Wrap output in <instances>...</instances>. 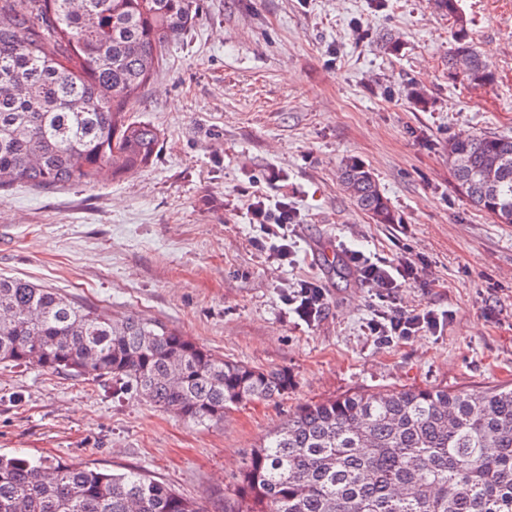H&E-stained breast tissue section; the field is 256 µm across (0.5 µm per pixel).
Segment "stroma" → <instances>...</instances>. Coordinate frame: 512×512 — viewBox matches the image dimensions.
Masks as SVG:
<instances>
[{"instance_id":"1","label":"stroma","mask_w":512,"mask_h":512,"mask_svg":"<svg viewBox=\"0 0 512 512\" xmlns=\"http://www.w3.org/2000/svg\"><path fill=\"white\" fill-rule=\"evenodd\" d=\"M134 104L161 133L147 167L91 184L0 191V274L115 314L157 318L224 359L287 371L288 393L198 426L112 378L0 365V454L141 469L224 512L253 447L299 406L410 386L512 384V224L475 208L448 141L512 135V0H459L494 80L448 76L455 25L431 0H199ZM398 43L384 51L381 37ZM423 87L427 103L410 97ZM370 169L397 216L375 223L340 170ZM287 202L279 261L246 207ZM415 260L401 310L444 322L388 346L346 252ZM326 292L307 320L287 296Z\"/></svg>"}]
</instances>
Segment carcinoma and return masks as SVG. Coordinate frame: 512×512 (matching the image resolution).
I'll list each match as a JSON object with an SVG mask.
<instances>
[{
  "instance_id": "1",
  "label": "carcinoma",
  "mask_w": 512,
  "mask_h": 512,
  "mask_svg": "<svg viewBox=\"0 0 512 512\" xmlns=\"http://www.w3.org/2000/svg\"><path fill=\"white\" fill-rule=\"evenodd\" d=\"M448 76L494 78L459 12ZM199 16L198 0H0V188L94 181L147 166L158 130L130 119L163 52ZM458 189L512 223V137L448 140ZM342 182L379 224L395 214L373 173ZM0 363L84 380H125L194 424L273 400L288 372L230 362L162 321L114 316L22 277H0ZM0 512H203L140 469L110 472L0 455ZM224 512H512V386L407 387L300 406L259 446Z\"/></svg>"
}]
</instances>
